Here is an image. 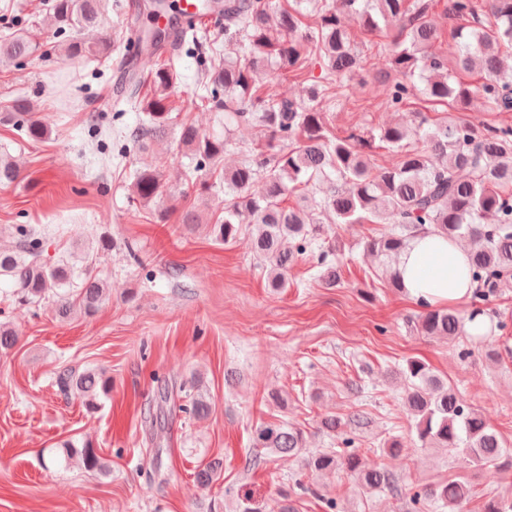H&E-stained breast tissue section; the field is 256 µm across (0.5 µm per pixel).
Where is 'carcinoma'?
Masks as SVG:
<instances>
[{
	"label": "carcinoma",
	"instance_id": "1",
	"mask_svg": "<svg viewBox=\"0 0 512 512\" xmlns=\"http://www.w3.org/2000/svg\"><path fill=\"white\" fill-rule=\"evenodd\" d=\"M430 0H224V40L198 28L191 43L203 45L208 57L198 70V91L185 100L183 111L205 108L223 115L217 128L202 129L173 116L172 96L179 76V62L186 38L171 47L161 45L162 34L146 36L151 65L146 76L131 82L127 102L142 113L124 139L147 152L171 134L187 150L190 162L183 173L187 183L207 194H224V204L210 219L215 241L233 245L248 235L253 257L267 274L274 291L288 287V272L303 258L315 259V278L334 288L340 281L331 251L324 248V223L389 224L392 232L372 238L364 247L386 267L389 285L403 288L394 269L397 256L409 239L425 225L448 238H468L469 274L477 284L476 298L483 305L500 288L512 285V125L495 123L476 130L449 112H462L478 101L489 112H512V0H485L489 25H484L477 0H448V19L456 22L448 54L435 51L439 39L429 16ZM100 0H53L52 18L59 31L71 32L64 45L70 57H110L111 42L98 30ZM351 15L366 32L394 28L384 56L395 79L390 103L399 107L423 97L442 107L441 116H420L418 126H388L378 133L352 130L345 136L332 133L327 110L345 92L360 68L351 35L341 16ZM40 45L26 33L0 34V63L24 60ZM322 59L325 77L311 88L305 100H293L264 92L274 80L300 79L308 55ZM482 74L472 88L456 80L457 72ZM151 96H140L145 82ZM14 125L21 135L37 141L46 128L30 103H13ZM244 126L259 129L260 139L250 144L235 132ZM420 135L422 146L408 140ZM381 142L400 153L390 168H374L368 151ZM227 154L240 157L238 164L220 166ZM16 160L0 154V184L20 178ZM132 203L148 207L161 193L162 171L157 163H145L128 172ZM320 189V200L309 204L307 193ZM306 193L303 204L285 205L288 192ZM15 245L0 246V280L11 283L21 305L53 301L56 315L64 320L74 313L92 315L107 298L106 284L86 265L67 261L48 264L43 236L28 224L14 226ZM464 317L451 309L423 307L418 331L423 336L452 338L463 333ZM17 343L12 327L0 322V352ZM401 375L407 382L404 403L413 417L417 439L433 448L461 451L474 463L485 465L505 456L512 448L478 411L464 406L448 382L423 361L409 360ZM65 394L77 396L89 410L112 390V378L104 371H71L58 376ZM190 419L212 412L202 389L174 405ZM361 426L356 413L344 423L335 417L320 426L335 433L345 424ZM253 445L278 456H297L306 448L304 431L287 421L263 423L253 434ZM64 460L78 459L90 472L103 473L106 463L90 441L81 446L63 444ZM306 466L318 473L342 470L369 493L385 488L399 491L386 470L369 468L355 451L327 448L307 456ZM224 473V461L215 457L194 473L207 488ZM470 492L466 480L432 485L411 497L413 506L423 500L442 503L448 512H460ZM239 512H295L283 495L274 506L245 497ZM483 512H512L511 496L489 497Z\"/></svg>",
	"mask_w": 512,
	"mask_h": 512
}]
</instances>
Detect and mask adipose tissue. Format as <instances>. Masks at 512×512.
I'll list each match as a JSON object with an SVG mask.
<instances>
[{
    "label": "adipose tissue",
    "mask_w": 512,
    "mask_h": 512,
    "mask_svg": "<svg viewBox=\"0 0 512 512\" xmlns=\"http://www.w3.org/2000/svg\"><path fill=\"white\" fill-rule=\"evenodd\" d=\"M406 294L432 306H471L475 288L469 277L468 250L459 241L426 229L418 232L395 265Z\"/></svg>",
    "instance_id": "obj_1"
}]
</instances>
